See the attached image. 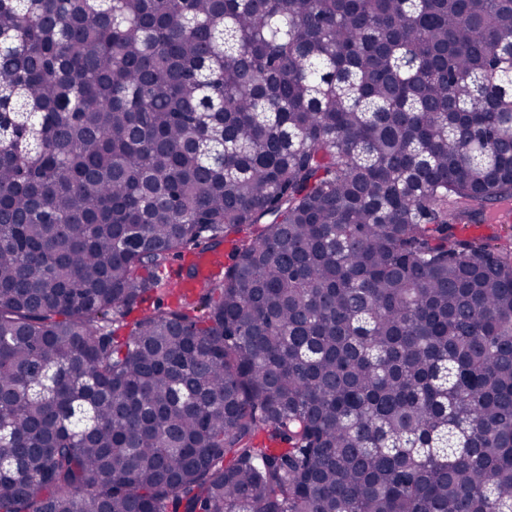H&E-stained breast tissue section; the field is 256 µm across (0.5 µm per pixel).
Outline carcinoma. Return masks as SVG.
Instances as JSON below:
<instances>
[{
  "mask_svg": "<svg viewBox=\"0 0 512 512\" xmlns=\"http://www.w3.org/2000/svg\"><path fill=\"white\" fill-rule=\"evenodd\" d=\"M511 201L512 0H0V512H512ZM493 222L497 224H474L473 226L468 227L465 232L467 234L474 235H492V234H501L502 236L512 235V223L511 224H498V223H508L511 221V211L509 206H505L497 211L492 216ZM474 227H479V231L476 233L470 232L469 230Z\"/></svg>",
  "mask_w": 512,
  "mask_h": 512,
  "instance_id": "carcinoma-1",
  "label": "carcinoma"
}]
</instances>
